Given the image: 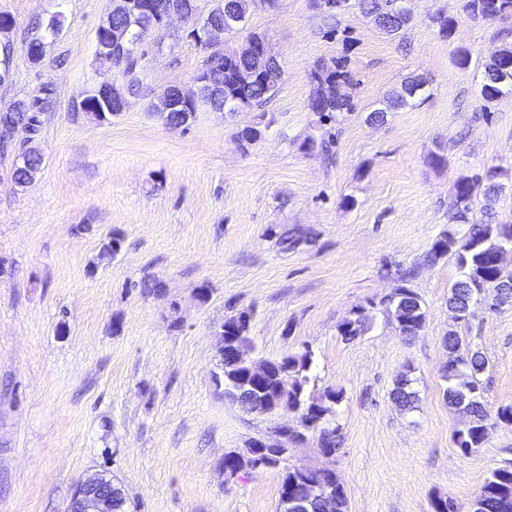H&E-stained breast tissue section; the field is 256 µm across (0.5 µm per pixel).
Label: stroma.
<instances>
[{
    "label": "stroma",
    "instance_id": "35a3bbf8",
    "mask_svg": "<svg viewBox=\"0 0 512 512\" xmlns=\"http://www.w3.org/2000/svg\"><path fill=\"white\" fill-rule=\"evenodd\" d=\"M465 3L414 0L396 38L355 6L256 11L253 28L285 65L274 96L233 117L198 112L180 130L149 109L169 85L193 90L209 54L183 22L145 38L139 97L99 125L76 105L114 78L95 60L110 0H0L16 21L0 107L51 90L35 182L15 187L14 155L0 152V512H66L77 483L101 470L128 512H278L280 469L216 470L226 452L298 422L224 397L214 331L243 309L255 357L310 352L311 390L342 393L336 455L308 431L289 465L335 469L347 512H432L437 496L469 512L490 472L512 463V427L457 448L442 338L453 327L479 348L486 402L512 406V307L453 324L457 265L425 256L460 178L494 173L497 219L512 224V91L479 93L484 64L512 45V16L473 20ZM58 10L60 34L30 63L35 21ZM440 10L456 20L447 38ZM340 62L353 109L329 141L309 108L311 72ZM410 75L426 80L423 100L370 120ZM254 122L264 136L240 150L237 133ZM112 240L118 251L105 253ZM404 284L427 311L410 342L381 306ZM357 310L367 329L344 341L338 326ZM405 371L419 395L408 414L390 400Z\"/></svg>",
    "mask_w": 512,
    "mask_h": 512
}]
</instances>
